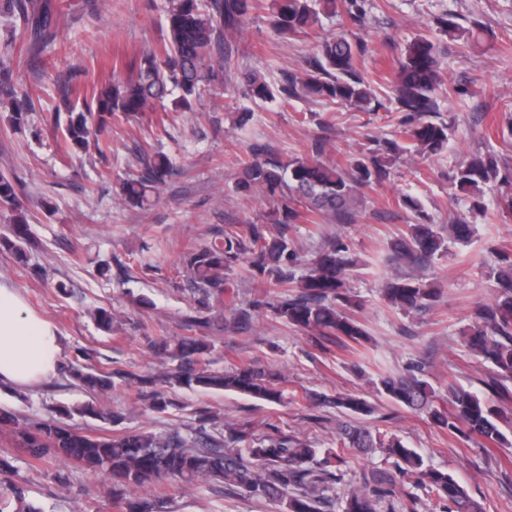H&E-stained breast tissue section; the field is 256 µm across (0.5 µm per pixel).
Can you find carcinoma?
Returning <instances> with one entry per match:
<instances>
[{
	"label": "carcinoma",
	"mask_w": 512,
	"mask_h": 512,
	"mask_svg": "<svg viewBox=\"0 0 512 512\" xmlns=\"http://www.w3.org/2000/svg\"><path fill=\"white\" fill-rule=\"evenodd\" d=\"M253 8L252 0H167V41L159 50L143 52L136 64V75L126 81L97 88L65 82L58 86L55 121L68 114L64 132L68 146L88 149L93 131L104 130L112 117H138L169 99L175 111L191 112L205 87L215 80L208 68L213 53H224L230 63L233 49L230 37L236 35ZM0 14L15 17L24 32L33 38L55 33L57 23L49 0H0ZM344 15L353 26L365 24V0H273L272 25L277 34L296 40L321 24V18ZM440 32L464 47H477L491 38L480 23L463 25L452 16L436 21ZM16 35L0 42V106L11 112L12 127L25 125L32 109L30 93L13 80V50ZM368 53L367 43L346 30L324 39L298 73H285L273 81L257 70L245 73V96L257 102L286 103L306 101L333 104L358 112L374 110L373 86L357 67V59ZM439 45L426 35L415 37L398 60L392 80L397 114L398 139H368L358 157L322 160L324 140L310 143L312 157L294 158L285 163L269 153L253 152L236 183L239 192H261L272 200L271 232L261 224H249L245 232H224L207 245L184 254L186 273L196 294L198 316L193 322L204 326L206 313L216 306L227 308L237 324H246L251 313L239 307L229 290L228 273L243 266L247 278L262 288L263 298L272 294L273 314L295 328L336 339L350 346H363L369 334L355 310L361 307L348 286L351 272L359 261L340 235L325 240L309 261L305 273H298L299 256L288 239V226L314 219L352 224L364 204V189L387 180L391 168L410 153L439 155L450 147L456 129L451 121L433 120L439 113L441 86ZM83 101L76 110L75 101ZM140 173L124 180L122 200L141 209L150 206L159 186L170 174V158L160 151L139 148ZM456 191L455 205L488 217L486 189L495 187L492 199L497 211L512 212V170L502 167L495 154H475L448 174ZM399 203L413 214V222L388 243L389 260L398 270L387 277L382 296L392 307L412 314L431 308L441 290L429 280L433 260L448 252L449 244H465L476 231L465 213L448 224L447 233L423 215L422 203L405 195ZM0 210L11 212L9 236L0 237V249L21 259L28 242L27 214L18 204L16 182L0 172ZM489 278L495 284L493 301L478 305L461 336V345L488 363L493 375L486 382L494 396L503 400L512 390V251L498 252L497 266ZM153 349L185 361L172 376L178 384L202 390L234 392L268 402L281 398L274 374L247 365L228 372H215L202 362L208 345L199 339L184 338L175 348L166 341ZM68 375L74 384L91 394L112 389L113 374L82 364H70ZM424 369L413 367L402 374L387 373L379 378L380 393L392 402L412 410L430 411L431 420L448 433L466 439L479 438L497 446H508L502 429L507 423L499 406L462 386L448 385V413L434 408L435 392L423 379ZM336 406L352 414L369 416L374 408L364 399L343 395ZM82 416L117 422L120 416L88 403L77 410ZM15 425L20 445L36 464L64 457L94 472L112 477L113 487L138 488L161 479H172L190 486L201 479H213L235 492L278 504L286 512H377L381 496L389 494L396 479L417 477L434 493L438 512H482L451 475L424 466L423 458L395 435H373L365 428L349 425L339 438V451L320 452L298 438L271 427L266 435L248 443L246 433L232 428L224 443H211L178 433L156 436L137 430L119 435L79 431L55 421L31 424L0 412V423ZM383 448L393 459L394 471L372 476L363 486L336 497V486L344 479L347 464L344 449ZM24 483L0 482V512H40L27 503ZM123 512H155L147 498L120 499Z\"/></svg>",
	"instance_id": "1"
}]
</instances>
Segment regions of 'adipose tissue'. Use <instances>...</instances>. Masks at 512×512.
Returning a JSON list of instances; mask_svg holds the SVG:
<instances>
[{"label": "adipose tissue", "instance_id": "adipose-tissue-1", "mask_svg": "<svg viewBox=\"0 0 512 512\" xmlns=\"http://www.w3.org/2000/svg\"><path fill=\"white\" fill-rule=\"evenodd\" d=\"M60 339L29 312L15 289L0 284V383L26 386L57 370Z\"/></svg>", "mask_w": 512, "mask_h": 512}]
</instances>
